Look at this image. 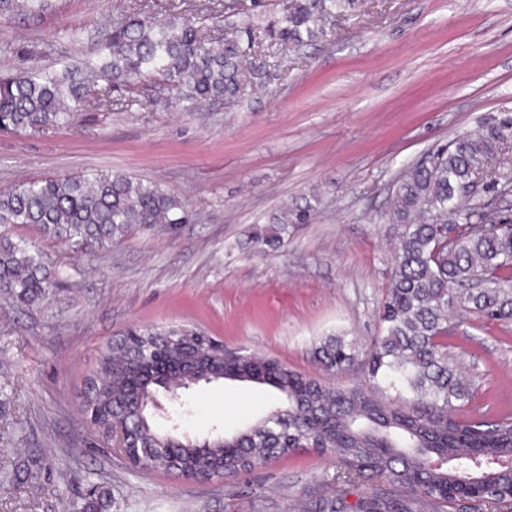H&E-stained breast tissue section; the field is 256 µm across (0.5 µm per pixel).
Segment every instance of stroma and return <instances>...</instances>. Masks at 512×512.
<instances>
[{
    "label": "stroma",
    "instance_id": "1",
    "mask_svg": "<svg viewBox=\"0 0 512 512\" xmlns=\"http://www.w3.org/2000/svg\"><path fill=\"white\" fill-rule=\"evenodd\" d=\"M127 0H54L39 16H0V68L89 54ZM322 39L294 50L262 36L267 79L244 98L199 112L92 107L46 132L0 135V188L48 176L117 171L179 193L192 221L134 230L105 250L45 242L61 269L36 306L0 296V477L28 455L38 483L0 486V512H62L100 497L101 512H300L329 493L334 458L300 448L230 478L187 482L143 473L86 424V380L132 326H192L225 347L280 361L340 387L313 357L342 334L366 351L393 266L382 219L401 169L492 117H512V0H359ZM322 203L274 252L243 251L284 205ZM448 352L472 388L470 409L512 410V323L454 315ZM261 386L199 384L179 424L195 437L256 420Z\"/></svg>",
    "mask_w": 512,
    "mask_h": 512
}]
</instances>
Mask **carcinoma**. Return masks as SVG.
Returning a JSON list of instances; mask_svg holds the SVG:
<instances>
[{
    "label": "carcinoma",
    "instance_id": "1",
    "mask_svg": "<svg viewBox=\"0 0 512 512\" xmlns=\"http://www.w3.org/2000/svg\"><path fill=\"white\" fill-rule=\"evenodd\" d=\"M358 0H302L284 7L273 23L280 41L300 45L326 34L324 23L356 8ZM53 0H0V15H39ZM223 0H168L166 17L142 6L112 15L95 57L59 68L18 73L0 70V133L43 132L70 123L92 105L130 112L177 105L196 112L207 103L242 98L260 82L254 29L211 34ZM150 76L170 95L145 97ZM512 118L491 120L438 147L429 161L405 168L385 214L394 239V266L379 308L380 334L359 359L343 335L320 340L315 355L333 374L361 368L366 387L340 388L261 356L207 358L182 365L168 387L205 375L258 383L276 393L258 422L214 437L207 456L188 446L170 424L141 406L145 364L179 358L166 337L193 329L132 327L107 344L89 378L84 408L106 421L123 418L133 448H150L162 468L183 473H238L282 457L286 448H312L340 464L336 492L306 503L305 512H507L512 510V412L464 414L470 400L457 363L448 353L453 312L512 321V217L475 197L472 181L494 169L488 191L512 189V163L502 146ZM313 205L285 209L248 239L275 250L290 224L307 222ZM190 222L185 200L152 183L114 172L46 177L0 190V293L32 306L55 287L60 269L39 246L7 230L33 226L45 240L76 249H106L138 228H175ZM454 235L448 237V223Z\"/></svg>",
    "mask_w": 512,
    "mask_h": 512
}]
</instances>
